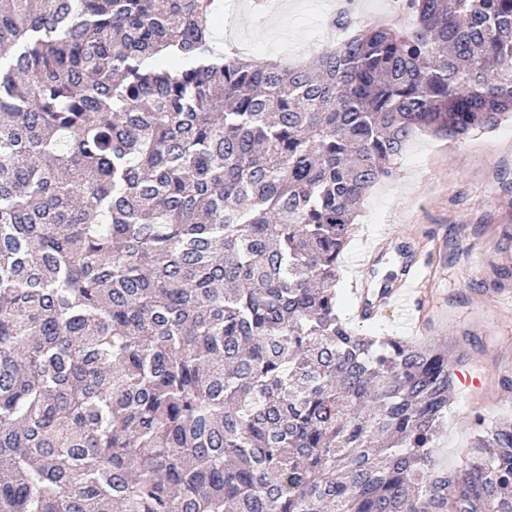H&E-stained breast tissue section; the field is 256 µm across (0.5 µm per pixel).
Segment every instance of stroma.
I'll list each match as a JSON object with an SVG mask.
<instances>
[{"instance_id": "1", "label": "stroma", "mask_w": 512, "mask_h": 512, "mask_svg": "<svg viewBox=\"0 0 512 512\" xmlns=\"http://www.w3.org/2000/svg\"><path fill=\"white\" fill-rule=\"evenodd\" d=\"M328 0H284L280 16L252 13L234 0L228 42L250 44L256 58L303 65L320 53L313 40H330ZM382 250H374L377 239ZM512 118L491 131L457 141L416 134L394 162L392 177L366 196L342 258L340 313L354 322L356 280L368 292L394 278L401 263L419 258L431 270L429 338H455L468 354L479 385L455 389L432 456L435 475L460 470L473 438L475 413L512 416V391L499 385L501 365L512 359Z\"/></svg>"}]
</instances>
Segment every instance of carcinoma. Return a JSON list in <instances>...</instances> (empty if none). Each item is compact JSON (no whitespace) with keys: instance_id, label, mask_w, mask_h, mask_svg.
Listing matches in <instances>:
<instances>
[{"instance_id":"cac0c4a2","label":"carcinoma","mask_w":512,"mask_h":512,"mask_svg":"<svg viewBox=\"0 0 512 512\" xmlns=\"http://www.w3.org/2000/svg\"><path fill=\"white\" fill-rule=\"evenodd\" d=\"M315 67L222 0H0V512H512V424L433 477L451 343L336 283L417 132L512 116V0H401Z\"/></svg>"}]
</instances>
